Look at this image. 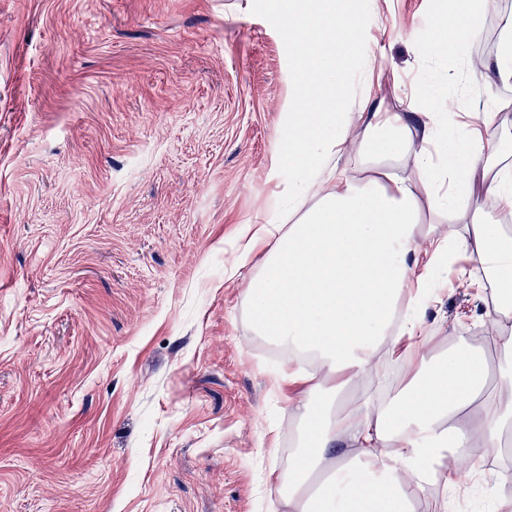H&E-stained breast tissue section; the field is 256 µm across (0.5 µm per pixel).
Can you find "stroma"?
Returning <instances> with one entry per match:
<instances>
[{
  "label": "stroma",
  "mask_w": 512,
  "mask_h": 512,
  "mask_svg": "<svg viewBox=\"0 0 512 512\" xmlns=\"http://www.w3.org/2000/svg\"><path fill=\"white\" fill-rule=\"evenodd\" d=\"M452 23L363 0L350 109L492 94L511 147L512 84L414 51ZM292 78L270 0H0V512H263L291 448L269 371L314 365L251 335L224 273L275 206ZM447 280L430 350L463 336L498 362L480 289ZM470 455L448 512H498L512 454Z\"/></svg>",
  "instance_id": "obj_1"
}]
</instances>
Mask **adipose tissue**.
I'll return each instance as SVG.
<instances>
[{
	"label": "adipose tissue",
	"instance_id": "adipose-tissue-1",
	"mask_svg": "<svg viewBox=\"0 0 512 512\" xmlns=\"http://www.w3.org/2000/svg\"><path fill=\"white\" fill-rule=\"evenodd\" d=\"M292 48L295 108L285 113L283 149L267 174L275 182L273 220L248 224L225 272L234 282L253 266L242 292L252 335L318 362L282 374L295 387L288 467L270 470L276 502L267 512H413V499L437 487L447 512L455 464L470 449L499 455L512 446V226L471 211L475 183L512 212V154L484 138L496 118L486 102L471 122L437 87L428 109L353 116L342 76L360 55L361 0H274ZM453 26H435L428 51L458 67L496 13L512 40V11L497 0H438ZM376 156L371 177L351 180L344 150ZM467 259L463 288L494 284L484 309L504 358L490 367L465 338L427 348L420 299L441 274ZM405 366L389 401L353 407L346 391L365 379L378 352ZM351 454H344V447Z\"/></svg>",
	"mask_w": 512,
	"mask_h": 512
}]
</instances>
